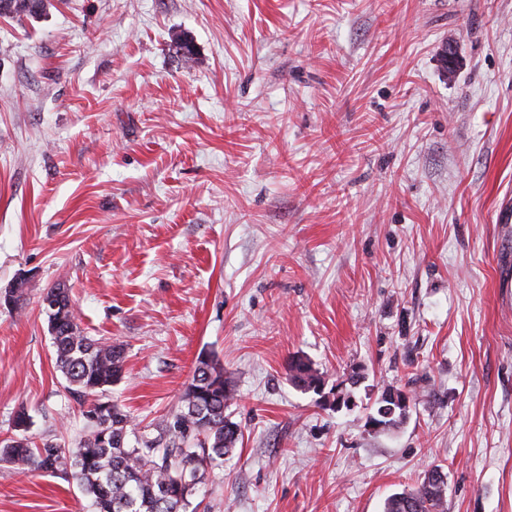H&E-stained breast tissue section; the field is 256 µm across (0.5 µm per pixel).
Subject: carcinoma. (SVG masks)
<instances>
[{
  "label": "carcinoma",
  "instance_id": "cac0c4a2",
  "mask_svg": "<svg viewBox=\"0 0 512 512\" xmlns=\"http://www.w3.org/2000/svg\"><path fill=\"white\" fill-rule=\"evenodd\" d=\"M45 0H0V17H37ZM42 305L53 339L55 368L68 389L83 397L85 432L77 447L65 448L45 441L38 446L25 433L30 417L25 407L12 416L16 435L0 441V462L19 469L33 468L76 483L90 499L93 512H187L190 498L213 464L236 449L242 430L225 411L235 399L236 388L218 359L199 354L192 376L177 405L154 425L156 435L129 447L130 413L106 392L125 372L123 345L103 343L80 328L68 289L51 287ZM288 380L297 388L314 392L329 408L349 407L360 375L328 385L326 375L313 363L292 355L286 363ZM413 397L394 386H385L375 401L369 424L376 432L399 427L406 419ZM448 476L434 465L426 469L414 489L394 493L383 512H443Z\"/></svg>",
  "mask_w": 512,
  "mask_h": 512
}]
</instances>
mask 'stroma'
Segmentation results:
<instances>
[{"label":"stroma","mask_w":512,"mask_h":512,"mask_svg":"<svg viewBox=\"0 0 512 512\" xmlns=\"http://www.w3.org/2000/svg\"><path fill=\"white\" fill-rule=\"evenodd\" d=\"M188 34L190 64L172 40ZM457 49L453 74L439 52ZM512 0H47L0 18V439L74 444L43 292L124 345L108 391L164 416L199 353L243 438L196 512H512ZM364 378L331 410L289 356ZM404 423L367 425L385 385ZM0 512H91L0 463ZM448 476L438 465L431 466L411 491L388 496L383 512H443Z\"/></svg>","instance_id":"1"}]
</instances>
